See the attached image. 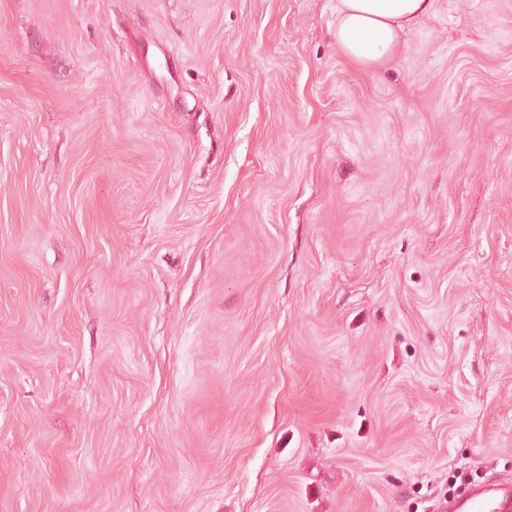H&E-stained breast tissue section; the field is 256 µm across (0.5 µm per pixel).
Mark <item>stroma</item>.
Wrapping results in <instances>:
<instances>
[{
    "mask_svg": "<svg viewBox=\"0 0 512 512\" xmlns=\"http://www.w3.org/2000/svg\"><path fill=\"white\" fill-rule=\"evenodd\" d=\"M335 4L0 0V512L512 483V0ZM435 1L336 0V46L364 68L381 65L394 55L400 34L432 14Z\"/></svg>",
    "mask_w": 512,
    "mask_h": 512,
    "instance_id": "obj_1",
    "label": "stroma"
}]
</instances>
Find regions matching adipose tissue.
Listing matches in <instances>:
<instances>
[{"label": "adipose tissue", "instance_id": "obj_1", "mask_svg": "<svg viewBox=\"0 0 512 512\" xmlns=\"http://www.w3.org/2000/svg\"><path fill=\"white\" fill-rule=\"evenodd\" d=\"M434 5L435 0H336V45L357 65H381L394 55L401 33L431 15Z\"/></svg>", "mask_w": 512, "mask_h": 512}]
</instances>
